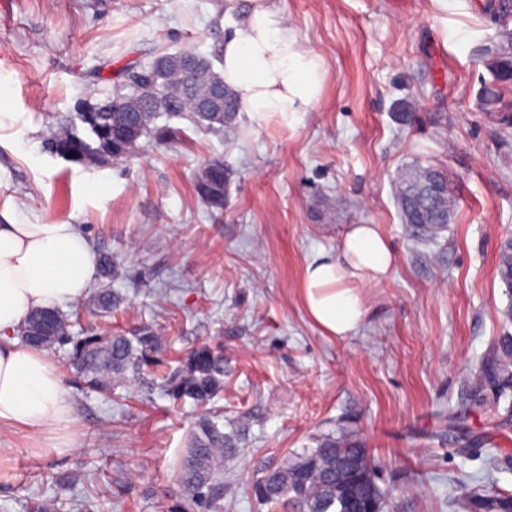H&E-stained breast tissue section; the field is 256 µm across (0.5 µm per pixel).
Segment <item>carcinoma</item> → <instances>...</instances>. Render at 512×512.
I'll use <instances>...</instances> for the list:
<instances>
[{
  "instance_id": "obj_1",
  "label": "carcinoma",
  "mask_w": 512,
  "mask_h": 512,
  "mask_svg": "<svg viewBox=\"0 0 512 512\" xmlns=\"http://www.w3.org/2000/svg\"><path fill=\"white\" fill-rule=\"evenodd\" d=\"M511 15L512 0H500L496 16L499 43L485 50L491 81L484 84L480 94L483 110L497 113L505 124L512 122V99L506 98L512 94ZM216 88L224 90L223 102L200 110L199 105L209 100ZM114 100L121 111H103V106ZM240 111L236 94L224 84L209 58L190 50L171 53L161 47L151 63L122 68L110 92L78 99L74 116L52 128L46 147L70 162L107 164L132 156L144 137L154 135L165 140L175 136L179 129L156 125L162 116L186 119L197 128L219 133L235 126ZM231 181L232 173L224 167V160L214 158L199 171L194 190L211 213L221 215ZM396 198L403 223L416 237H437L447 229L457 207L447 172L418 162L399 173ZM497 274L512 288V239L500 246ZM123 302L122 295L104 284L92 294L88 307L110 313ZM72 326L69 315L59 309L39 311L25 318L19 335L38 349L73 345V367L79 383L104 397L142 374L144 368L159 363L162 341L152 325H142L126 336L91 324L80 338L72 336ZM161 389L176 406L190 399L203 408L178 465L181 501L172 505L170 512H224V450L235 447V439L224 434L216 417L206 410L213 397L224 390V351L198 344L181 352L178 367L164 376ZM507 397L512 398L509 334L499 337L476 370L466 404L483 406L490 399L497 404ZM354 478L364 481L365 493L383 505L370 450L358 442L328 436L296 460L268 469L256 482L254 493L265 504L289 506L294 512H341L342 484ZM455 493L466 512H476L481 506L492 512L497 501L508 497V491L498 490L494 484L482 505L466 482L457 484Z\"/></svg>"
}]
</instances>
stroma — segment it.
I'll list each match as a JSON object with an SVG mask.
<instances>
[{
	"instance_id": "stroma-1",
	"label": "stroma",
	"mask_w": 512,
	"mask_h": 512,
	"mask_svg": "<svg viewBox=\"0 0 512 512\" xmlns=\"http://www.w3.org/2000/svg\"><path fill=\"white\" fill-rule=\"evenodd\" d=\"M242 2L0 0V113L17 115L0 129V221L75 224L112 256L120 310L67 305L80 314L73 333L149 323L165 341L163 366L108 400L76 385L71 347L51 350L75 405L72 447L39 455L30 433L0 426V512H30L56 493L96 495L94 512H166L199 410L173 407L159 385L177 352L201 342L224 349L210 408L238 437L224 458V512H282L256 500L254 482L327 436L370 448L383 512H462L453 480L485 489L492 456L498 487L512 491V427L497 451L463 457L440 421L512 334V288L496 270L512 238V124L480 105L490 0H279L325 68L320 98L292 126L242 112L217 134L181 120L176 138L104 166L46 150L78 97L110 90L156 45L215 57ZM214 158L232 173L218 217L193 189ZM416 162L447 169L459 198L433 240L407 236L396 202L397 174ZM351 224L380 225L397 262L366 289L364 322L339 339L309 319L301 282ZM61 473L76 485L57 491Z\"/></svg>"
}]
</instances>
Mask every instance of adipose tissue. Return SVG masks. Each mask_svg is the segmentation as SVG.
Returning <instances> with one entry per match:
<instances>
[{"mask_svg":"<svg viewBox=\"0 0 512 512\" xmlns=\"http://www.w3.org/2000/svg\"><path fill=\"white\" fill-rule=\"evenodd\" d=\"M322 57L303 47L275 0H247L223 45L219 70L244 111L292 124L322 91ZM395 252L378 225H349L336 252L309 261L304 308L324 334L345 338L367 314L363 291L392 271ZM98 275L90 240L74 224H0V424L28 430L57 452L71 446L73 403L59 368L15 333L33 310L85 297Z\"/></svg>","mask_w":512,"mask_h":512,"instance_id":"ef3b65f1","label":"adipose tissue"}]
</instances>
